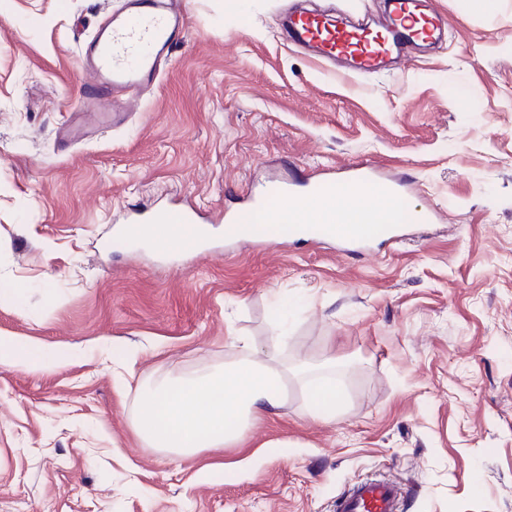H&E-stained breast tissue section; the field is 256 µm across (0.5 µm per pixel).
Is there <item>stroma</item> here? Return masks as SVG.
<instances>
[{"instance_id":"stroma-1","label":"stroma","mask_w":512,"mask_h":512,"mask_svg":"<svg viewBox=\"0 0 512 512\" xmlns=\"http://www.w3.org/2000/svg\"><path fill=\"white\" fill-rule=\"evenodd\" d=\"M125 0H0V336L63 356L0 366V512H331L385 474L403 512H512V0H432L442 43L342 77L283 39L290 7L375 24L387 0H183L189 29L118 126L84 128L78 47ZM380 165L439 215L338 256L272 224H211L174 265L126 244L131 206L244 208L278 181ZM286 338L288 401L246 447H144L137 384ZM118 345L122 355L106 358ZM340 370L333 420L303 393Z\"/></svg>"}]
</instances>
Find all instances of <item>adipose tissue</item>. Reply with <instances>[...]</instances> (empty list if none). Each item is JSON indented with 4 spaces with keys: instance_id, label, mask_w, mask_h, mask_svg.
Masks as SVG:
<instances>
[{
    "instance_id": "ef3b65f1",
    "label": "adipose tissue",
    "mask_w": 512,
    "mask_h": 512,
    "mask_svg": "<svg viewBox=\"0 0 512 512\" xmlns=\"http://www.w3.org/2000/svg\"><path fill=\"white\" fill-rule=\"evenodd\" d=\"M282 343V337L272 336L260 347L238 336L234 355L224 364L140 388L136 434L147 447L183 455L243 447L250 429L288 399V371L279 358ZM59 361L56 352L40 344L0 337V366L51 370ZM339 399L335 376L321 375L307 393L305 413L312 419L334 418Z\"/></svg>"
}]
</instances>
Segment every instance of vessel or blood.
Listing matches in <instances>:
<instances>
[{
	"instance_id": "1",
	"label": "vessel or blood",
	"mask_w": 512,
	"mask_h": 512,
	"mask_svg": "<svg viewBox=\"0 0 512 512\" xmlns=\"http://www.w3.org/2000/svg\"><path fill=\"white\" fill-rule=\"evenodd\" d=\"M441 23L439 14L424 12L422 0H393L388 19L379 24H359L332 13L306 10L290 13L283 31L287 42L307 50L310 57L358 74L401 57L417 43L436 40ZM187 28V12L176 0H126L123 11L106 16L98 32L81 47L87 125L94 127L129 111L156 84L162 62ZM363 184L385 199L400 197L399 181L363 165L318 182L316 188L342 198ZM200 219V212L192 208L163 209L134 217L129 229L136 236L151 224L195 225V240L186 251L199 256L207 252L209 236L208 226ZM390 220L387 209L364 207L354 210L352 223L303 224L299 231L310 239L334 241L339 252L347 253L391 240ZM406 494L402 483L366 478L337 495L333 512H399Z\"/></svg>"
}]
</instances>
